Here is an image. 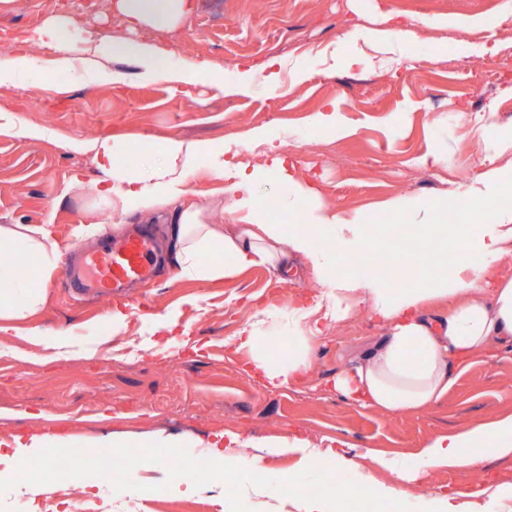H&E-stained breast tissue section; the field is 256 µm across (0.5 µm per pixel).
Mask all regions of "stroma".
I'll use <instances>...</instances> for the list:
<instances>
[{
    "label": "stroma",
    "instance_id": "obj_1",
    "mask_svg": "<svg viewBox=\"0 0 512 512\" xmlns=\"http://www.w3.org/2000/svg\"><path fill=\"white\" fill-rule=\"evenodd\" d=\"M386 13L414 25V33L377 40ZM55 17L65 19L72 42L90 32L106 41L131 33L168 63L199 72L191 84L147 82L137 63L122 61L114 68L126 79L115 86L55 68L56 51L36 44L31 54L40 68L26 83L0 87V109L49 132L43 140L0 136V224L48 223L66 258L95 246L74 233L94 219L91 191L101 177L90 151L72 150L78 141L112 137L123 147L115 157L121 168L159 156L171 139L204 145L188 188L207 203L223 199L227 184L212 175L209 149L263 162L264 148L253 138L259 130L309 176L326 204L377 218L379 203L393 197H444L463 210L451 193L483 169L474 129L512 127V0H195L193 13L167 32L129 30L109 0H11L0 4V39ZM271 59L281 63L277 89L264 79L262 66ZM239 63L257 68L249 91L228 95L209 83L208 73L222 75ZM331 102L350 136L316 123ZM430 152L437 165L424 164ZM75 175L81 184H72ZM318 288L301 260L286 279L258 267L232 279L189 280L169 264L131 289L132 327L116 336L112 301L68 292L51 279L35 320L49 331L70 330L76 346L59 354L24 336L0 339V438L80 437L88 488L62 497L43 486L28 496V512H265L243 492L244 481L262 480L259 472L183 495L154 472L137 478L115 468V459L143 455L139 441L153 431L190 437L179 451L190 474L209 455L194 439L211 441L228 430L258 442L303 436L328 453H349L361 470L387 482L391 476L375 456L410 459L438 435L512 412V347L498 344L473 358L447 396L422 412L387 415L343 399L334 389L337 373L384 333L363 303L313 339L311 367L300 381L273 390L247 375L248 355L232 337L257 307L272 304L279 315L270 328L281 337L274 351L287 355L288 312ZM175 308L181 318L164 336L166 347L143 351L144 339L159 336L155 316ZM112 434L125 442L121 453L94 447V439ZM503 482H512V459L443 465L408 491L424 498Z\"/></svg>",
    "mask_w": 512,
    "mask_h": 512
}]
</instances>
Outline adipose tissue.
I'll list each match as a JSON object with an SVG mask.
<instances>
[{
    "mask_svg": "<svg viewBox=\"0 0 512 512\" xmlns=\"http://www.w3.org/2000/svg\"><path fill=\"white\" fill-rule=\"evenodd\" d=\"M112 7L132 27L146 25L169 31L193 12L195 4L194 0H114ZM63 28L59 19L37 29L27 40L55 43L59 66L70 68L78 62L84 74H105L115 83L122 82L123 75L107 70L106 61H135L146 81L193 79L192 73L165 62L150 44L123 37L104 43L90 35L76 45L63 38ZM480 138L484 169L453 192L479 218L478 231L472 233L467 225L449 223L444 201H389L386 212L401 214L405 223L415 228L420 241L411 250L421 258L420 263L397 266L389 277L370 265L336 272L340 261L367 248L364 215L328 207L313 185L287 172L285 158L274 149L261 165L225 158L220 147L210 151L215 175L228 178V199L245 212L239 224L209 221L190 196L187 178L201 148L181 140L167 141L161 160L155 164L118 169L113 157L119 144L109 137L96 138L90 149L103 177L96 183L94 195L98 207L107 212L116 202L126 212L146 215L167 211L169 253L183 277L227 279L249 267H271L285 276L293 270L292 255L301 256L320 292L316 299L290 310L292 334L284 360L272 353L274 338L265 329L275 316L273 307L256 310L253 322L234 339L237 349L250 354L249 372L261 375L272 388L299 381L310 369L313 338L347 319L356 304L364 302L383 323L385 333L372 351L337 376V394L386 414L420 412L447 395L472 357L491 345L512 343V276L489 275L492 262L512 257V155L506 152L512 132L504 133L492 124L482 128ZM273 171L283 175L288 184L279 199L280 208L303 214L299 229L287 237L279 225L269 223L254 192L257 181ZM428 239L436 240L438 249L425 247ZM460 248L465 249L468 259L452 265L453 254ZM20 254L38 257L35 276L20 275L16 262ZM205 254H222L229 261L206 265L201 261ZM60 263L61 251L45 225H0V334L9 332L10 321L40 309L45 301L44 288ZM395 279L400 280V287H392ZM439 301L449 303L448 313L429 315L428 306ZM56 445V437L48 434L13 435L0 443V464L10 469L36 455L45 464H52ZM264 448L272 457L294 456L296 465L289 472L266 471L265 481L249 486L250 495L274 497L284 487L300 512H335L332 499L309 493L304 479L321 477L334 467L349 468L350 460L339 454L334 461H327L320 449L298 436L266 442ZM490 457L512 458V414L430 440L414 465L388 458L381 459L380 464L410 483L439 465L475 466ZM345 495L380 503L388 512H512V483L469 495L455 490L438 492L414 507L410 494L362 472L346 486Z\"/></svg>",
    "mask_w": 512,
    "mask_h": 512,
    "instance_id": "1",
    "label": "adipose tissue"
}]
</instances>
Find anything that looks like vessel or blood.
<instances>
[{"instance_id": "1", "label": "vessel or blood", "mask_w": 512, "mask_h": 512, "mask_svg": "<svg viewBox=\"0 0 512 512\" xmlns=\"http://www.w3.org/2000/svg\"><path fill=\"white\" fill-rule=\"evenodd\" d=\"M153 264L152 240L133 231L118 240L104 239L93 251L82 253L78 265L66 268L63 284L121 300L126 286L152 276Z\"/></svg>"}]
</instances>
